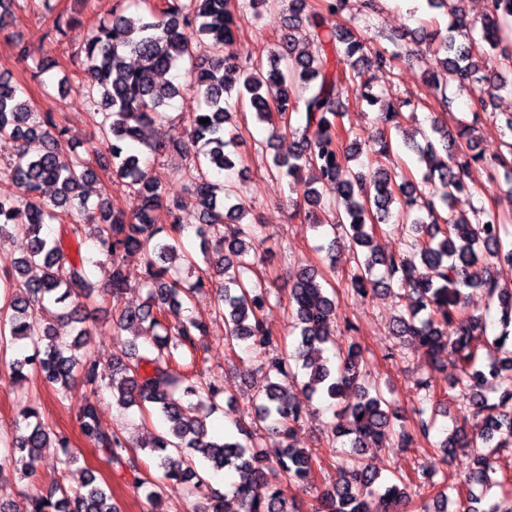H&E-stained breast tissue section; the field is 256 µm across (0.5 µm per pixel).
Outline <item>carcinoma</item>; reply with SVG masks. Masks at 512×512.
I'll use <instances>...</instances> for the list:
<instances>
[{"label":"carcinoma","instance_id":"cac0c4a2","mask_svg":"<svg viewBox=\"0 0 512 512\" xmlns=\"http://www.w3.org/2000/svg\"><path fill=\"white\" fill-rule=\"evenodd\" d=\"M464 2L428 0L431 7L447 9L451 20L446 29L422 30L413 41L430 40L444 53L425 77L433 94L446 100L450 85L462 90L479 80L487 84V97L469 106L477 115L490 112L501 92L512 93V82L502 76L504 70L512 72V0H487L479 30L468 19ZM346 3L321 0L315 8L308 0H289L288 27L307 23L311 46L289 36L267 59L249 67L234 52L240 23L260 6L279 9L281 0H164L158 12L138 20L114 13L98 31L82 37L87 94L97 107L112 176L138 200L130 213L101 195L89 205L87 186L97 179L91 159L67 158L66 127L50 112L33 111L0 74V136L18 143L16 159L0 170V236L22 235L30 242L26 255L0 269V357L13 351L7 359L14 383L33 372L62 401L72 400L79 387L89 391L77 404L82 436L109 462L129 468L155 505L162 503L163 482L193 491L206 483L211 471L233 473L236 480L228 494L211 490L204 512H234L235 503L240 512H288L281 481L302 487L312 475L311 455L289 443L301 423L304 396L339 406L329 434L349 446L332 489L319 498L315 512H400L416 495L412 488L425 486L437 492L432 502L420 504V512H448V479L435 480L440 466L477 437L495 442L497 448L512 447V348H506L512 342V288L500 287L492 273L495 264L512 262V217L482 200L469 216H442L451 200L470 192L472 167L486 161L474 125L462 119L454 136L438 118L431 120L434 137L418 149V161L425 164L418 182L383 167L379 156L392 149L386 136L372 151L375 159L369 166L351 165L363 147L360 135L343 122L349 91L359 92L371 106L380 105L379 121L386 127L400 128L404 115L398 98L382 101L371 92L367 77L372 69H395L401 52L372 47L360 33L330 24ZM131 56L139 60L135 67L128 63ZM186 60L189 87L203 105L193 117L190 141L178 135L170 144L184 153L185 174L195 188L200 221L196 236L207 265L203 275L196 273L195 256L182 246L185 220L180 206L168 200L165 180L152 172L146 158L156 151L152 126L178 93L177 86L158 80V75ZM245 109L269 126V139L286 132L296 138L294 152L273 156L269 170L288 178L299 193L295 206L306 210L313 228H329V270L346 267V284L359 296L404 291V307L392 322L393 336L404 346H419L432 366L443 369L448 361L456 370L450 389L459 392L462 425L435 443L433 460L420 466L411 486L395 481L376 485L378 474L367 453L393 437L404 448L417 436L429 437L437 412L447 413L434 407L431 384L415 383L418 408L409 431L393 399L370 377L357 342L338 353L334 365L324 357L334 342L332 317L338 316L340 302L327 292L332 284L317 268L291 275L289 319L298 330L294 350L279 351L278 338L263 319L273 293L257 276V267L272 252L269 238L242 225L251 205L240 183L229 177L210 179L212 172L235 170L227 148L237 144V117ZM203 118L210 122L201 123ZM500 137L491 166L502 169L512 185V116ZM305 169L313 179L336 185V203L323 202L314 183L302 181ZM161 208L168 212L167 224L156 223L155 212ZM90 218L96 252L112 264V278L104 285L91 280L86 264L92 259L82 252ZM52 224L62 227L55 237L44 232ZM390 226L407 230L410 240L390 252L376 251L373 238ZM139 250L148 255L140 283L146 299L137 308L122 307L118 302L130 280L121 259ZM479 264L486 268L480 279L473 274ZM35 267L40 274H32ZM210 284L216 287L215 314L224 320L229 348L253 352L268 376L286 379L296 368L306 378L301 396L269 381L261 398L239 411L235 431L223 436L211 434L207 424L224 395L220 377L201 370L190 382L179 370L186 355L195 365L197 343L207 332L189 302L195 291ZM473 288L486 294L488 305L498 307L500 330L492 337L483 317L466 312L467 290ZM92 297L117 303V329L151 337L145 351L135 346L125 357L113 359L108 378L95 360L75 355L90 340L83 301ZM450 324L455 326L451 335ZM24 345L32 353H25ZM489 386L497 397L486 394ZM104 389L117 406H135L163 421L160 433L138 445L161 471L162 481L144 477L138 459L129 455L130 441L100 426L94 396ZM262 425L281 439L273 459L256 451ZM52 442L63 449L61 464L68 468L78 462L69 439L52 435L38 408L28 403L18 412L14 436L0 447V466L8 464L29 478L36 472L40 450ZM498 471L490 457L475 456L457 512H496L493 505L478 510L472 504L483 499L475 490L500 483ZM259 484L267 487L263 497L254 495ZM108 490L91 473L82 490L71 493L57 483L28 499L22 512H119Z\"/></svg>","mask_w":512,"mask_h":512}]
</instances>
